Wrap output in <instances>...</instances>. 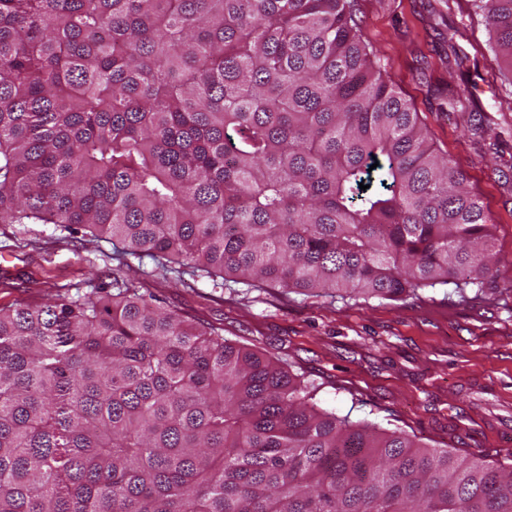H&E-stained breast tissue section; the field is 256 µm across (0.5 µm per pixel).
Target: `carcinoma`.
Returning a JSON list of instances; mask_svg holds the SVG:
<instances>
[{
  "label": "carcinoma",
  "mask_w": 512,
  "mask_h": 512,
  "mask_svg": "<svg viewBox=\"0 0 512 512\" xmlns=\"http://www.w3.org/2000/svg\"><path fill=\"white\" fill-rule=\"evenodd\" d=\"M473 6L512 83V0ZM0 224L315 298L497 265L355 0H0ZM319 390L130 279L0 307V512H512V466Z\"/></svg>",
  "instance_id": "carcinoma-1"
}]
</instances>
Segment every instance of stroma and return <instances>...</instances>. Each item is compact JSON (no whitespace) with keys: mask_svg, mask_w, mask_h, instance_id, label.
I'll return each instance as SVG.
<instances>
[{"mask_svg":"<svg viewBox=\"0 0 512 512\" xmlns=\"http://www.w3.org/2000/svg\"><path fill=\"white\" fill-rule=\"evenodd\" d=\"M363 38L377 64L412 101L428 140L469 177L494 224L495 281L463 302L448 287L397 301L309 298L279 288L174 285L142 268L119 267L110 244L31 225L25 241L0 224V254L17 272L0 281V306L42 301L57 289L120 274L188 318L291 365L322 384V404L352 421L399 428L435 448L488 463L512 462V85L488 47L471 0H356ZM456 44L460 60L448 62ZM458 99L449 109V99ZM483 119L499 150L465 130Z\"/></svg>","mask_w":512,"mask_h":512,"instance_id":"obj_1","label":"stroma"}]
</instances>
